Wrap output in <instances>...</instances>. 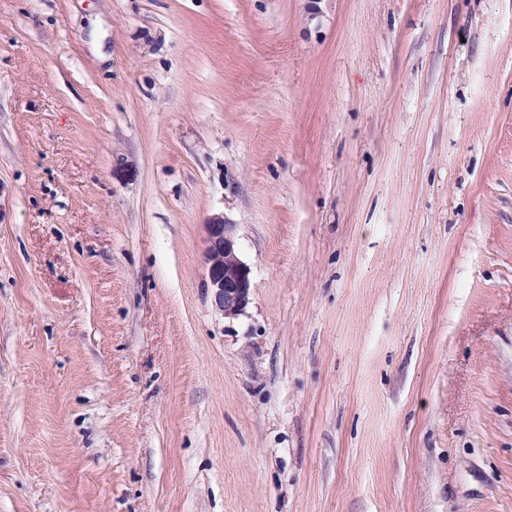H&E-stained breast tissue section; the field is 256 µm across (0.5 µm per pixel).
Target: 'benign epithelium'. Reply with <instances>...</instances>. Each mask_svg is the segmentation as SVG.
Here are the masks:
<instances>
[{"instance_id":"obj_1","label":"benign epithelium","mask_w":512,"mask_h":512,"mask_svg":"<svg viewBox=\"0 0 512 512\" xmlns=\"http://www.w3.org/2000/svg\"><path fill=\"white\" fill-rule=\"evenodd\" d=\"M204 231L205 280L212 302L225 317H237L250 303L253 282L250 267L238 254L236 225L214 214L205 222Z\"/></svg>"}]
</instances>
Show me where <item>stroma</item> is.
<instances>
[{
	"instance_id": "stroma-1",
	"label": "stroma",
	"mask_w": 512,
	"mask_h": 512,
	"mask_svg": "<svg viewBox=\"0 0 512 512\" xmlns=\"http://www.w3.org/2000/svg\"><path fill=\"white\" fill-rule=\"evenodd\" d=\"M0 512H512V0H0ZM204 231L205 280L212 302L224 317H237L250 303L254 285L250 267L238 254L236 224L215 214L205 222Z\"/></svg>"
}]
</instances>
